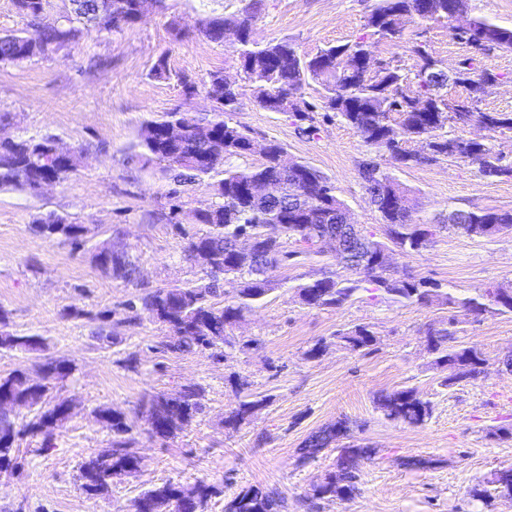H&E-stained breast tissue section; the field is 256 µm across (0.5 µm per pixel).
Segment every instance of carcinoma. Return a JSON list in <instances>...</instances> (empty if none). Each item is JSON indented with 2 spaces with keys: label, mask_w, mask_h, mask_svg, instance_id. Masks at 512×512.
I'll return each mask as SVG.
<instances>
[{
  "label": "carcinoma",
  "mask_w": 512,
  "mask_h": 512,
  "mask_svg": "<svg viewBox=\"0 0 512 512\" xmlns=\"http://www.w3.org/2000/svg\"><path fill=\"white\" fill-rule=\"evenodd\" d=\"M14 3L27 28L0 38V63L22 64L74 44L93 29L117 31L140 19L138 0H69L68 10L53 24L44 23L49 0ZM456 4L457 0H379L366 16L364 28L371 37L397 42L402 31L393 27L395 13L433 22L448 18V11ZM264 9L265 0H247L240 16H212L202 21V33L212 42H224L228 27L240 31L235 52L243 86L252 88L261 109L276 112L281 99L288 96L305 108L331 112L356 129L376 153L389 154L401 166L448 157V137L439 131L449 123L468 125L481 121L493 132L512 133L511 112H482L466 107L446 111L448 105L442 90L448 86V72L430 54L427 45L414 46V53L422 61L420 68L427 70L424 78L418 72L411 78L393 65L377 76L359 69L342 71L337 65L338 55L358 49L365 37L306 56L287 38L257 35L253 22ZM475 27L490 36L488 47L512 52V29L479 16L475 17ZM462 71L484 83L485 95L498 81V75L492 72L474 71L469 60L463 62ZM312 82L324 90L318 107L305 99L306 87ZM203 89L213 100L211 112L188 119L175 109L144 122L128 157L143 167L162 165L165 178L173 184V195L195 178L222 175L214 182L216 201L186 216L189 223L206 227L203 232L188 236L184 246L185 256L201 268V275L182 285L149 289L139 281L138 266L129 254L112 250L105 241L95 244L91 252L95 265L136 289L133 298L125 303V323L136 325L146 314L169 329L171 336L166 348L180 352L209 349L217 360L225 361L228 350L235 347L228 327L273 290V270L283 259L293 256L286 251V245L299 243L308 252L321 254L319 242L326 235L336 236L346 274L329 271L318 280L295 285L296 294L307 306L339 307L365 281L377 291V297L395 302L436 301L472 318L486 313L512 314V294L490 299L486 287L459 298L427 287L425 281L405 268H359L358 240L350 234L339 210L329 205V201L338 199L335 186L321 171L303 162L299 164L300 174L283 171L277 163V154L283 147L275 141L270 142V150L259 165L244 169L231 166V158L249 154V133L233 121L243 92H224L221 71L210 73ZM173 122L185 123L177 140L165 133ZM424 140L430 147L429 153L407 149L408 143ZM457 140L466 145V162L478 165L481 175L504 177L500 158L486 143L460 136ZM55 145L56 139L49 135L0 141V190L35 193L44 180L66 181L77 171L84 149L75 148L69 156L59 157L51 153ZM380 167L382 164L377 161L364 162L361 178L371 197L391 193L393 200L388 209L380 210L383 236L362 232L363 245L377 249L394 246L407 255L419 253L434 242L433 225L413 221L417 206L414 192ZM262 179L278 182L279 192L264 198L251 196L248 187ZM448 226L469 237L494 238L512 230V211L455 210L448 213ZM31 229L48 241H64L77 250L88 242L84 225L54 212L34 219ZM249 231L260 233L262 244L257 252L245 257L235 251V240ZM228 277L238 280L239 288L234 300L219 306L215 299L224 294V279ZM452 336L448 329L427 331L433 364L451 369L447 379L450 384L477 379L486 363L484 353L476 346L450 344ZM336 341L352 351H363L373 347L377 338L370 329L359 326L340 334ZM0 349L42 355L38 380L29 377L21 367L0 375V398L13 400L15 409L10 414L0 413V473L13 475L21 468L19 449L15 447L18 435L41 439L44 451L55 447L57 432L68 419V411L67 402H53L50 394L72 375L73 367L68 361L48 354V345L40 336L0 328ZM234 385L242 397L226 420L233 428L249 421L266 404V399L257 398L251 391L247 379L238 376ZM204 398V389L197 385L185 386L172 395L157 392L141 399L135 414L145 422L149 434L174 438L186 431L203 410ZM376 405L386 419L411 427L425 425L433 414L431 402L422 399L413 388L382 391L377 395ZM94 414L112 432V439L108 447L80 464L81 487L90 497L107 494L114 480L130 477L139 468L135 422L110 408H98ZM342 430L347 432L350 426L340 419L311 434L299 448L301 459L306 461L331 445ZM370 459L368 448H341L337 470L314 487L310 497L350 498L356 491L357 472ZM491 484L502 496L512 494V468L494 473ZM222 494V484L203 480L185 485L166 482L142 491L132 504L138 507V512H205L207 502ZM286 508L285 498L257 485L245 487L224 501V512H286Z\"/></svg>",
  "instance_id": "obj_1"
}]
</instances>
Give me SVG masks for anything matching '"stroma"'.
<instances>
[{
	"mask_svg": "<svg viewBox=\"0 0 512 512\" xmlns=\"http://www.w3.org/2000/svg\"><path fill=\"white\" fill-rule=\"evenodd\" d=\"M377 2L265 0L255 29L264 37L289 38L299 52L313 54L362 35ZM244 5L245 0H163L120 32L93 30L47 58L0 64V134L52 135L63 147L85 150L82 166L61 184L41 193L0 191V308L8 313L10 331L45 338L51 353L74 368L55 393L70 404L71 415L54 449L42 451L39 439L28 435L20 439L23 467L0 477V512H124L154 484L200 479L224 486L207 512H223L226 496L254 484L285 496L288 512H308L306 498L334 471L339 448L322 449L305 462L299 448L309 434L341 418L352 424L353 443L374 455L362 468L357 495L321 500L319 512H512L510 499L495 498L485 506L469 495L512 466V438L495 435L498 428L512 427V371L503 364L512 355V314L473 320L436 302L392 303L363 290L342 306L312 308L300 302L294 287L337 269L336 256L300 254L291 243V258L274 273V290L228 330L239 350L219 361L208 350L165 349L168 331L150 319L126 324L124 304L132 288L101 272L88 252L31 231L35 217L54 212L95 229L97 239L136 258L147 287L199 276V267L183 257L185 240L172 211L209 206L215 199L212 179H196L174 200L169 182L154 168L126 158L146 120L175 109L192 115L210 110L205 92L185 97L180 81L200 85L216 70L236 76L232 47L210 42L200 23L241 13ZM453 26L450 19H409L400 42H378L373 51L411 71L421 64L413 52L420 41L447 69L472 60L477 70L499 76L482 110L512 112V53L476 50L453 37ZM176 28L181 37L173 36ZM161 59L170 72L166 80L151 75ZM234 119L253 137L283 145L288 159L323 172L357 224L381 233V215L358 168L370 149L356 129L319 117L316 132H304L292 113L257 106L248 89ZM386 167L415 192L419 220L443 221L455 209L512 210V178L483 177L477 165L442 159L409 167L390 161ZM393 262L455 295L492 283L512 287V233L486 239L445 229L419 253L394 252ZM359 326L377 338L371 351L337 343V335ZM447 326L456 344L483 351L485 372L478 379L451 384L447 369L433 365L426 332ZM101 328L111 331L114 343L95 341ZM321 339L326 349L307 358ZM234 375L246 377L253 393L269 399L236 429L224 423L239 401L230 382ZM194 384L205 390V407L191 427L173 439L139 432L138 473L114 483L107 496H87L79 466L109 438L95 409L129 414L143 395L173 394ZM405 387L432 403L425 425L395 423L377 409L379 392ZM411 459L423 460V467H408Z\"/></svg>",
	"mask_w": 512,
	"mask_h": 512,
	"instance_id": "stroma-1",
	"label": "stroma"
}]
</instances>
